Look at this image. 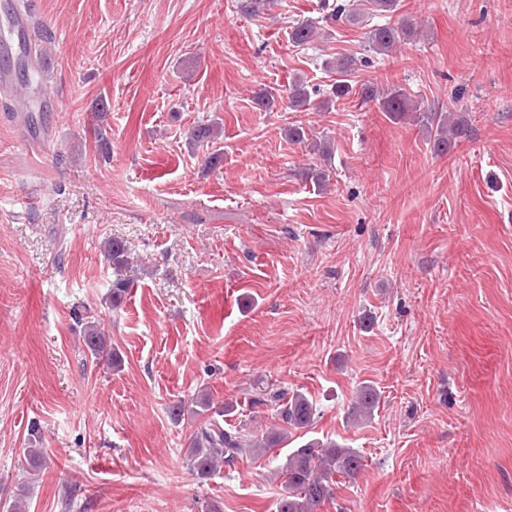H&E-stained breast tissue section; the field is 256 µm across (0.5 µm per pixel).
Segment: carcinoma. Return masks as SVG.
I'll return each mask as SVG.
<instances>
[{
    "instance_id": "obj_1",
    "label": "carcinoma",
    "mask_w": 512,
    "mask_h": 512,
    "mask_svg": "<svg viewBox=\"0 0 512 512\" xmlns=\"http://www.w3.org/2000/svg\"><path fill=\"white\" fill-rule=\"evenodd\" d=\"M360 3L358 0H335L331 3L324 0L329 18L334 22L352 23L358 17ZM320 27L313 21H303L296 24L290 33L292 43L306 46L319 37ZM419 35L418 29L407 21L399 26L380 25L369 31V48L377 53H388L396 44L404 39ZM361 62L351 56H339L329 62L327 67L336 71L341 80L332 87V94L340 97L349 91L348 76L354 74ZM29 75L22 76L21 96L22 109L35 107L32 88H41L40 71L33 67L28 69ZM315 91L308 85L296 79L289 87L288 100L292 107L299 108L310 104ZM361 96L366 101H376L382 111L394 120H409L427 128L431 151L437 155L447 153L458 139L467 136L469 125L467 120L456 112L436 110H421L419 103L400 87L379 88L365 84L361 88ZM220 136L219 126L210 123H200L192 128V140L199 143H210ZM290 139L295 142H310L311 150L326 157L331 153L330 142L323 140H308L305 131L300 127L289 129ZM105 257L112 267V305L120 303L130 283L127 271L131 264L129 248L126 242L113 238L104 246ZM85 328L84 345L87 352L97 362L108 367L119 365L120 359L116 349L106 339L104 328L99 319L90 310H84ZM380 394L371 384L361 386L352 401L350 418L359 423L370 418L378 406ZM213 404L205 391L200 390L189 402L176 400L168 407L170 418L179 421L185 413L192 411L196 414L212 410ZM282 420L294 427L307 426L313 416V403L302 393L292 394L280 409ZM283 439L275 433L262 440L247 441L239 432L224 428L214 418L197 428L192 436L186 457L190 469L201 479L209 477L224 462L232 463L239 454L247 448L257 453H265L272 443ZM27 463L26 473L30 477L37 476L45 466V457L38 448L25 449ZM363 467L361 455L352 448L340 446L334 442L309 441L293 449L281 468L285 477L287 492L276 505L277 512H316V507L333 494L330 479L338 474L344 477L356 475Z\"/></svg>"
}]
</instances>
